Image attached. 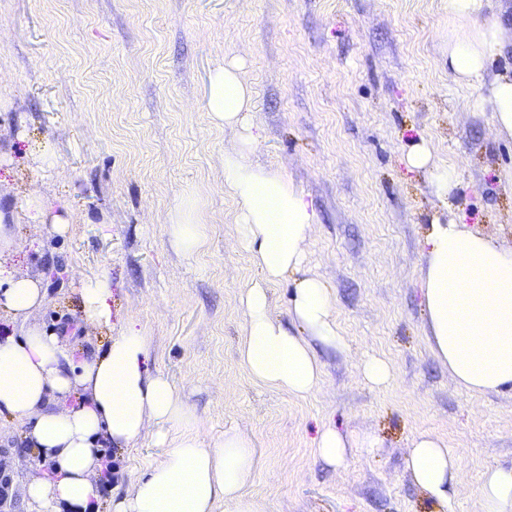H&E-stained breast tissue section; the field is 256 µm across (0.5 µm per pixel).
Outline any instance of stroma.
<instances>
[{"mask_svg": "<svg viewBox=\"0 0 512 512\" xmlns=\"http://www.w3.org/2000/svg\"><path fill=\"white\" fill-rule=\"evenodd\" d=\"M451 26L446 0H0V218L17 244L0 264L43 281L29 325L77 324L67 344L83 359L141 329L149 372L191 406L196 432L253 439L260 464L245 492L268 512H480L485 467L512 464V389L458 387L432 351L423 305L432 218L456 210L512 248V138L470 110L478 87L449 76ZM230 59L254 90L257 159L314 207L306 269L331 288L348 341L316 346L323 382L302 399L255 382L237 352L240 296L260 273L224 192L237 133L205 107L210 72ZM418 139L457 168L452 203L407 167ZM35 191L40 224L23 214ZM195 191L202 244L187 256L168 216ZM97 278L111 288L108 326L83 320L79 288ZM369 356L391 364L389 384L363 379ZM329 425L377 446L328 466L314 441ZM422 431L465 461L451 503L406 468ZM166 455L149 435L113 449V499ZM46 470L25 428L1 414L0 476L18 486Z\"/></svg>", "mask_w": 512, "mask_h": 512, "instance_id": "stroma-1", "label": "stroma"}]
</instances>
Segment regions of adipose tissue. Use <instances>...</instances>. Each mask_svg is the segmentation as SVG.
<instances>
[{
    "mask_svg": "<svg viewBox=\"0 0 512 512\" xmlns=\"http://www.w3.org/2000/svg\"><path fill=\"white\" fill-rule=\"evenodd\" d=\"M448 18L462 23L448 35L449 74L458 85L486 87L472 110H491L498 132L512 137V73L490 71L507 45L500 17L491 13L490 0H448ZM240 70L235 59L215 69L206 95L212 119L239 131L237 145L224 153V190L237 204V240L261 272L240 298L238 354L257 382L303 398L322 380L314 343L341 351L347 340L330 289L305 270L313 207L279 171L253 159L260 145L250 119L254 97ZM405 162L428 175L440 199L450 198L459 183L455 167L433 163L426 141L413 143ZM425 243L421 288L434 355L466 390L512 385V249L453 216L434 220ZM288 275L296 278L290 313L303 328L299 334L270 309L271 286ZM44 299L40 280L0 268V310L26 326L22 334L0 335V413L27 426L29 444L52 468L51 477L22 487L33 512H98L103 448L148 434L169 444L167 457L114 502V512H214L219 504L224 512H266L262 500L244 491L258 466L253 440L228 429L211 443L192 431V408L163 374L148 372L141 330L125 329L102 353L80 360L57 334L27 327ZM374 446L371 436L349 438L331 426L315 441L317 457L335 467L345 463L348 449ZM406 468L423 492L446 503L463 462L441 438L422 432L412 440ZM477 495L481 512H512V466L486 467Z\"/></svg>",
    "mask_w": 512,
    "mask_h": 512,
    "instance_id": "obj_1",
    "label": "adipose tissue"
}]
</instances>
